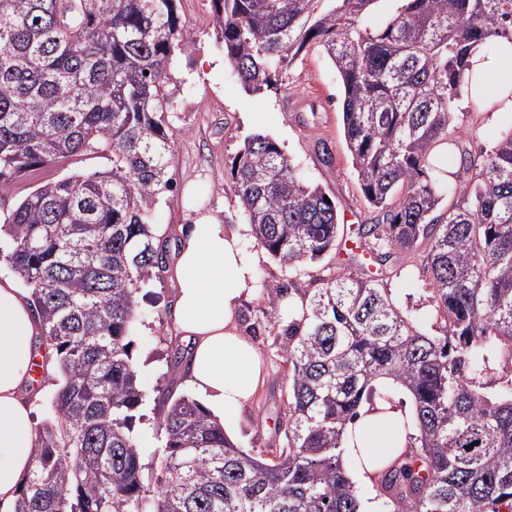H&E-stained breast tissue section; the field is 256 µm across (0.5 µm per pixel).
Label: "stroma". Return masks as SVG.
Here are the masks:
<instances>
[{
	"label": "stroma",
	"mask_w": 512,
	"mask_h": 512,
	"mask_svg": "<svg viewBox=\"0 0 512 512\" xmlns=\"http://www.w3.org/2000/svg\"><path fill=\"white\" fill-rule=\"evenodd\" d=\"M179 12L193 36V45L168 70L178 89L170 114L173 144L168 175L172 188L155 207L158 233L168 249L176 248L177 228L186 223L192 209L213 213L230 228L244 223L241 205L231 189L229 167L243 140L253 134L275 140L309 180L334 196L338 221L344 228L368 222L372 212L362 198L343 137L341 84L321 48L313 46L300 52L270 87L250 92L225 62L224 50L215 41L210 0H181ZM459 109L468 115L464 128L472 148L490 145L512 129L511 119L473 111L468 100H461ZM325 146L333 156L329 164L322 160ZM345 259V252L333 251L295 274L267 255L255 269V282L270 288L291 279L306 284ZM386 285L416 327L433 333L428 292L418 271L390 278ZM174 292L175 285L167 277L140 283L137 290L138 315L131 339L145 394L142 445L146 448L158 445L153 435L157 390L170 386L176 393L188 392L182 375H169L164 361L171 340L165 312ZM242 320L257 331L265 369L262 384L241 411L233 437L238 447L248 450L282 441L278 412L286 395L287 377L277 355L278 344L265 329L267 319L260 296L245 303Z\"/></svg>",
	"instance_id": "stroma-1"
}]
</instances>
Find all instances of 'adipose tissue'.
<instances>
[{
    "label": "adipose tissue",
    "instance_id": "adipose-tissue-1",
    "mask_svg": "<svg viewBox=\"0 0 512 512\" xmlns=\"http://www.w3.org/2000/svg\"><path fill=\"white\" fill-rule=\"evenodd\" d=\"M468 61L470 101L479 111L512 115V44L501 43L491 58L475 48ZM178 232L169 264L176 285L170 324L189 346L185 383L230 436L264 377L260 350L240 321L260 257L242 247L252 232L248 224L228 228L213 214H197ZM41 334L28 293L12 276L0 274V512H13L34 467L36 393L30 382L38 371L53 374L56 365L53 350L36 344ZM401 419V411L384 416L365 406L348 423L345 464L358 480L374 479L389 439L406 447V432L397 426Z\"/></svg>",
    "mask_w": 512,
    "mask_h": 512
}]
</instances>
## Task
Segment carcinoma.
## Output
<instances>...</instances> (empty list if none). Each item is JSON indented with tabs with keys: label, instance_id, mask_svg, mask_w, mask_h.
I'll return each mask as SVG.
<instances>
[{
	"label": "carcinoma",
	"instance_id": "carcinoma-1",
	"mask_svg": "<svg viewBox=\"0 0 512 512\" xmlns=\"http://www.w3.org/2000/svg\"><path fill=\"white\" fill-rule=\"evenodd\" d=\"M322 2L212 0V25L250 91L271 83L272 65L323 48L377 210L357 235L381 263L410 257L436 333L353 261L308 288L263 287L276 322L283 298L306 303L280 333L286 445L243 450L166 388L148 461L130 333L137 284L169 267L153 224L171 189L168 69L193 39L179 0H0V190L26 183L0 232L62 379L16 512H358L344 434L363 404L396 407L381 377L410 394L416 429L373 480L390 512H512V374L483 383L492 364L512 365V130L475 151L456 112L471 49L512 43V0H403L373 29L362 19L376 0ZM51 167L70 174L46 180ZM230 176L255 244L281 265L339 245L336 200L272 139L246 137ZM187 358L171 345L167 372Z\"/></svg>",
	"mask_w": 512,
	"mask_h": 512
}]
</instances>
